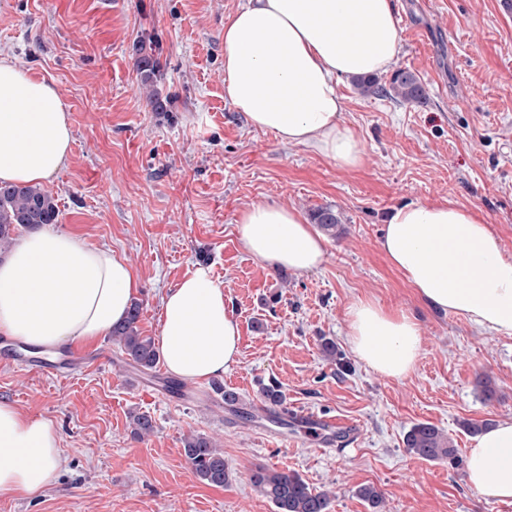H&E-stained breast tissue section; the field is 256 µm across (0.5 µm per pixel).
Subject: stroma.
<instances>
[{"instance_id":"35a3bbf8","label":"stroma","mask_w":512,"mask_h":512,"mask_svg":"<svg viewBox=\"0 0 512 512\" xmlns=\"http://www.w3.org/2000/svg\"><path fill=\"white\" fill-rule=\"evenodd\" d=\"M242 0H0V57L52 83L70 114L67 166L44 189L58 203L54 231L122 254L136 271L142 335L158 337L161 299L210 267L241 327L239 362L201 398L172 408L163 364L137 367L111 338V364L59 379L17 364L23 344L0 336V400L55 422L65 465L36 497H0V512H275L249 482L264 465L330 492L329 512H370L360 486L384 494V512H512L466 484L470 422L512 419V337L428 307L380 249L390 211L448 200L474 209L512 257V0H398L397 68L414 73L428 102L366 97L343 80V123L360 138L362 166L342 168L311 149L253 129L224 94V23ZM151 44L154 86L140 79L133 43ZM169 100L154 111L149 90ZM273 202L313 219L332 209L320 269L299 275L259 265L239 241V214ZM372 299L416 321L415 370L397 380L352 351L348 309ZM336 360L325 358V341ZM497 389L483 401L478 377ZM276 379L285 402L319 419L356 424L351 443L328 447L308 425L244 419L215 386L260 405ZM147 414L151 435L132 419ZM420 422L443 431L455 461L410 454ZM224 451L230 476L201 482L186 436Z\"/></svg>"}]
</instances>
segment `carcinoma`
Here are the masks:
<instances>
[{"label": "carcinoma", "instance_id": "cac0c4a2", "mask_svg": "<svg viewBox=\"0 0 512 512\" xmlns=\"http://www.w3.org/2000/svg\"><path fill=\"white\" fill-rule=\"evenodd\" d=\"M135 50L138 54L137 68L143 74L144 81L149 82L156 75L158 61L140 41L136 42ZM358 86L366 95L389 96L418 105L427 101L419 79L410 71H397L387 87L372 76L361 78ZM57 217L54 198L41 188L33 185L0 186V251L10 248L12 231L16 227L53 224ZM141 313L142 305L134 303L123 323L112 330V341L121 346L133 363L148 370L156 364L158 353L154 339L142 335L138 328ZM261 395L269 407H277L284 402L281 386L274 380L262 385ZM404 445L409 453L426 460L451 461L456 457L452 440L428 422L413 425L405 435ZM183 453L201 481L215 486L228 482L224 453L216 448L212 440L192 435L184 440ZM249 481L257 492L273 503L276 512H329L327 493L311 487L296 473L258 465L251 470ZM358 496L368 504L371 512H382L383 493L376 487L362 486Z\"/></svg>", "mask_w": 512, "mask_h": 512}]
</instances>
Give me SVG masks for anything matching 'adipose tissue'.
Masks as SVG:
<instances>
[{"label": "adipose tissue", "instance_id": "obj_1", "mask_svg": "<svg viewBox=\"0 0 512 512\" xmlns=\"http://www.w3.org/2000/svg\"><path fill=\"white\" fill-rule=\"evenodd\" d=\"M400 48L396 0H246L224 24V92L252 127L357 168L364 149L340 122L339 84L388 72ZM71 143L56 88L0 58V183L49 181L67 164ZM237 229L265 267L306 274L323 261V236L296 210L256 205L241 212ZM381 249L433 307L512 336V259L473 209L448 200L395 208ZM138 288L111 248L33 231L0 258V334L41 351L94 342L125 319ZM159 336V355L180 379L220 378L237 364L240 326L208 268L164 295ZM347 336L356 356L384 376L405 378L417 363L416 322L376 301L349 309ZM63 464L55 423L1 401L0 496L42 494ZM467 481L483 496L512 501V420L476 437Z\"/></svg>", "mask_w": 512, "mask_h": 512}]
</instances>
